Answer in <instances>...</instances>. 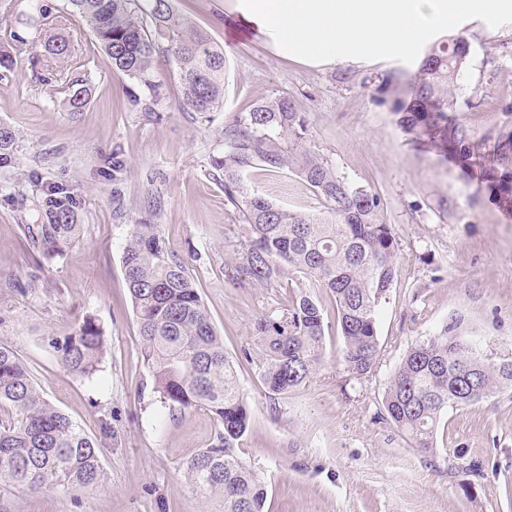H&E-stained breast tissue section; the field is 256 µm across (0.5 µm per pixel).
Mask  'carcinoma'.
<instances>
[{
    "label": "carcinoma",
    "mask_w": 512,
    "mask_h": 512,
    "mask_svg": "<svg viewBox=\"0 0 512 512\" xmlns=\"http://www.w3.org/2000/svg\"><path fill=\"white\" fill-rule=\"evenodd\" d=\"M69 15L87 29L131 82L130 108L156 112L160 93L156 61L173 66L184 110L208 118L223 107L224 51L197 29L172 0H67ZM36 22L43 46L56 61L77 57L74 40L58 31L53 7L39 0ZM0 30L20 49L27 41L12 31L8 12ZM469 54L462 37L445 38L422 57L405 97L395 100L400 125L418 140L448 149L468 167L463 127L448 121L454 89ZM71 112H82L90 85L70 68L53 75ZM307 120L295 101L279 96L233 116L224 127V150L212 167L224 176V196L249 227L241 251L224 265V277L240 288L274 287L285 280L301 291L280 314L261 316L253 343L260 378L274 399L296 390L319 362L324 315L306 284L331 293L342 357L356 378L371 374L379 357L378 305L396 276L397 241L384 222L380 200L336 174L306 145ZM15 132L0 126V168L15 159ZM256 166L287 169L323 200L325 210L303 214L244 188ZM40 224H23L27 244L52 260L79 236V202L69 188L47 185L40 194ZM125 281L139 327L143 355L159 402L171 410L203 407L218 431L209 447L185 462L192 487L203 498L219 497L224 512H267L268 491L234 448L251 412L239 391L224 340L202 303L188 264L175 254L156 224H132L122 255ZM60 364L91 379L105 354L106 336L96 317L50 339ZM512 383V359L486 364L448 330L411 348L390 378L384 407L391 422L418 450L433 449V434L448 408L476 402ZM98 443L45 399L11 348L0 345V481L33 492L93 488L102 480Z\"/></svg>",
    "instance_id": "1"
}]
</instances>
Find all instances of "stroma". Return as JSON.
Listing matches in <instances>:
<instances>
[{
    "mask_svg": "<svg viewBox=\"0 0 512 512\" xmlns=\"http://www.w3.org/2000/svg\"><path fill=\"white\" fill-rule=\"evenodd\" d=\"M28 50L0 77V125L12 128L13 167L0 169V345L13 349L44 397L99 444L102 481L89 489L31 493L0 483V512H220L191 487L184 464L209 446L216 423L202 408L157 402L127 290L122 254L134 224L159 225L189 264L233 360L251 411L237 456L261 476L268 512H512V385L442 413L434 450L419 452L384 418L388 381L415 344L448 331L485 363L512 359V210L497 199L512 177V24L461 28L469 43L452 117L478 163L462 167L413 141L393 110L417 64L378 60L312 67L276 52L257 31L234 38V0H173L226 58L224 106L210 119L184 111L168 63H160L155 113L132 111L128 79L88 33L77 36L92 98L67 111L42 79L59 64L29 26V0H9ZM287 95L307 120L308 146L349 182L375 193L398 248L397 275L382 300L374 371L357 379L341 357L335 301L317 290L327 325L307 382L271 399L247 360L259 317L287 308L296 283L240 288L224 265L246 230L213 169L235 113ZM124 169L112 172V157ZM68 186L82 232L64 257L27 246L21 225L39 221L36 182ZM248 188L288 208L323 203L291 171L252 168ZM105 330L93 380L65 370L48 341L86 316Z\"/></svg>",
    "mask_w": 512,
    "mask_h": 512,
    "instance_id": "1",
    "label": "stroma"
}]
</instances>
